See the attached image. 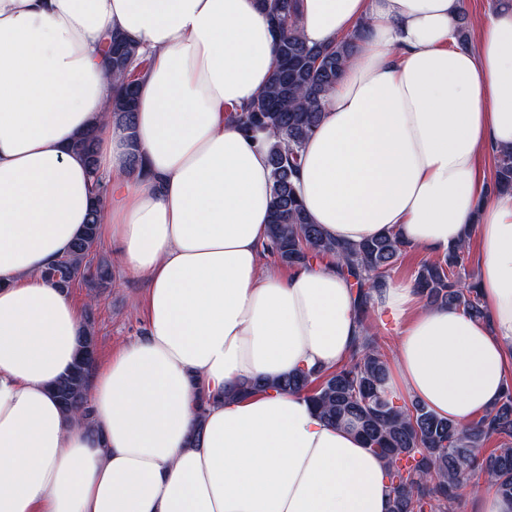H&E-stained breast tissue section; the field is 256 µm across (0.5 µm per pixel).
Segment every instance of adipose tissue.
Masks as SVG:
<instances>
[{"instance_id":"adipose-tissue-1","label":"adipose tissue","mask_w":512,"mask_h":512,"mask_svg":"<svg viewBox=\"0 0 512 512\" xmlns=\"http://www.w3.org/2000/svg\"><path fill=\"white\" fill-rule=\"evenodd\" d=\"M299 5L309 43L365 29L302 147L310 222L348 244L476 247L485 319L409 284L373 296L398 326L389 393L468 426L512 386V194L479 164L512 148V0L465 47L466 0ZM114 32L152 58L129 130L104 116ZM275 44L257 0H0V512H389L383 459L304 393L224 396L342 365L361 334L334 261H267L266 147L224 118L264 88ZM91 129L98 236L147 288L145 331L93 367L85 421L53 394L82 310L41 271L89 217L74 142Z\"/></svg>"}]
</instances>
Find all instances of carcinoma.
Returning a JSON list of instances; mask_svg holds the SVG:
<instances>
[{
	"mask_svg": "<svg viewBox=\"0 0 512 512\" xmlns=\"http://www.w3.org/2000/svg\"><path fill=\"white\" fill-rule=\"evenodd\" d=\"M260 7L278 35L275 63L264 90L250 103L229 109L227 118L247 136L266 137L273 195L266 250L289 268L334 256L340 271L354 281L355 315L365 334L341 367L313 366L275 381H243L233 396L243 398L268 390L305 393L326 418L348 425L365 447L384 460L390 512H455L459 491L482 477L501 495L512 497V387L487 414L466 428L435 415L419 401L395 404L384 388L389 359L368 325L373 292L391 278L406 244L394 232L359 245L340 244L309 222L300 199L295 175L301 149L321 121L327 95L364 29L334 43L311 45L300 32L298 0H260ZM104 52L112 57V117L130 130L138 82L130 83L127 77L146 70L151 59L119 34L112 36ZM94 142L95 134L89 131L75 148L84 154L95 176ZM495 185L501 191H512V149L495 157ZM102 204L103 197H97L69 252L43 270L48 283L68 289L81 280L90 288H103L112 279L110 263L100 257L97 235ZM467 254L465 246L455 245L444 255L423 261L415 285L427 304L452 306L481 319L484 311L477 283L462 280ZM96 353L88 325L79 339L77 360L53 388L66 410L84 417L89 416L88 377ZM492 438L498 441L497 447H486Z\"/></svg>",
	"mask_w": 512,
	"mask_h": 512,
	"instance_id": "carcinoma-1",
	"label": "carcinoma"
}]
</instances>
